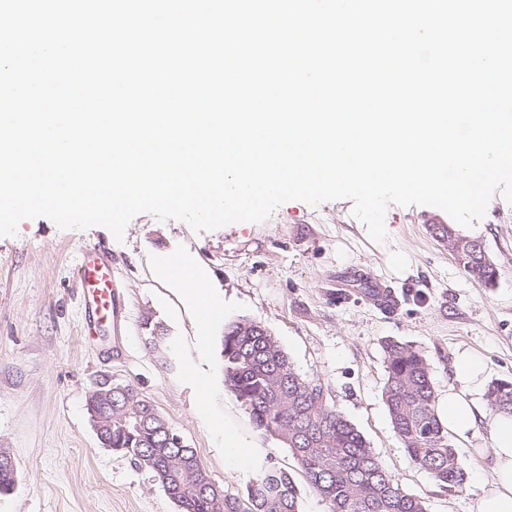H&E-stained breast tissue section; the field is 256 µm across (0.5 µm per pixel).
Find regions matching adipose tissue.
<instances>
[{
    "label": "adipose tissue",
    "mask_w": 512,
    "mask_h": 512,
    "mask_svg": "<svg viewBox=\"0 0 512 512\" xmlns=\"http://www.w3.org/2000/svg\"><path fill=\"white\" fill-rule=\"evenodd\" d=\"M174 285L191 306L212 309L217 305L209 280L191 263H183L182 275ZM456 377L461 386L448 390L446 419L449 431L464 438L486 417L477 398L483 386L484 366L475 356L461 354ZM490 419L492 476L481 487L476 512H512V415L498 412Z\"/></svg>",
    "instance_id": "adipose-tissue-1"
}]
</instances>
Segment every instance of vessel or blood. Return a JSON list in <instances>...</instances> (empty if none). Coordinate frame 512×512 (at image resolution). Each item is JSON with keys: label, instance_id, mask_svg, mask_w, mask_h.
<instances>
[{"label": "vessel or blood", "instance_id": "1", "mask_svg": "<svg viewBox=\"0 0 512 512\" xmlns=\"http://www.w3.org/2000/svg\"><path fill=\"white\" fill-rule=\"evenodd\" d=\"M76 280L84 312L94 327L120 334L123 327L119 285L112 274V258L104 248H86L76 268Z\"/></svg>", "mask_w": 512, "mask_h": 512}]
</instances>
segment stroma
<instances>
[{
  "label": "stroma",
  "mask_w": 512,
  "mask_h": 512,
  "mask_svg": "<svg viewBox=\"0 0 512 512\" xmlns=\"http://www.w3.org/2000/svg\"><path fill=\"white\" fill-rule=\"evenodd\" d=\"M352 209L348 199L316 207L291 200L265 221L204 232L141 213L119 240L103 227L63 230L36 218L0 237V448L18 476L0 496V512H180L151 472L99 442L86 400L105 378L137 387L226 492L245 496L260 469L282 468L298 485L301 512H327L288 449L255 429L240 402L224 398V327L240 319L260 323L300 374L328 387L330 404L428 512H475L479 485L490 476L489 459L476 454L489 443V420L452 441L463 486H439L394 434L382 345L399 340L425 356L440 410L462 352L482 361L487 381L512 380V204L495 193L467 230L499 270L492 286L469 279L432 236L431 207L389 205L382 243ZM92 245L111 253L126 309L123 336L97 346L84 338L75 283L78 260ZM169 253L205 269L220 301L206 356L196 351L194 310L156 273L157 259ZM377 280L394 288V312L368 299ZM201 378L212 403L198 400ZM215 419L245 435L237 457L216 438Z\"/></svg>",
  "instance_id": "obj_1"
}]
</instances>
